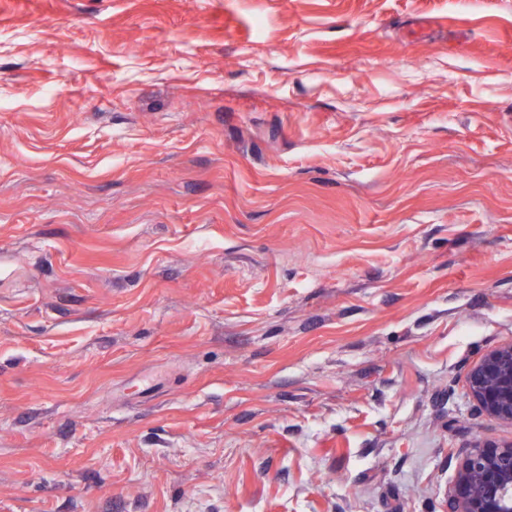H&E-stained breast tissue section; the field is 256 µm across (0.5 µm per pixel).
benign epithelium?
I'll return each instance as SVG.
<instances>
[{
    "label": "benign epithelium",
    "mask_w": 512,
    "mask_h": 512,
    "mask_svg": "<svg viewBox=\"0 0 512 512\" xmlns=\"http://www.w3.org/2000/svg\"><path fill=\"white\" fill-rule=\"evenodd\" d=\"M465 379L486 417L512 424V341L482 354ZM445 503L446 512H512V443L468 449Z\"/></svg>",
    "instance_id": "7a95c632"
}]
</instances>
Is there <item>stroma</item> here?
Returning a JSON list of instances; mask_svg holds the SVG:
<instances>
[{
    "mask_svg": "<svg viewBox=\"0 0 512 512\" xmlns=\"http://www.w3.org/2000/svg\"><path fill=\"white\" fill-rule=\"evenodd\" d=\"M512 340V0H0V512H442ZM465 379L486 417L512 424V341L482 354L468 366Z\"/></svg>",
    "mask_w": 512,
    "mask_h": 512,
    "instance_id": "stroma-1",
    "label": "stroma"
}]
</instances>
